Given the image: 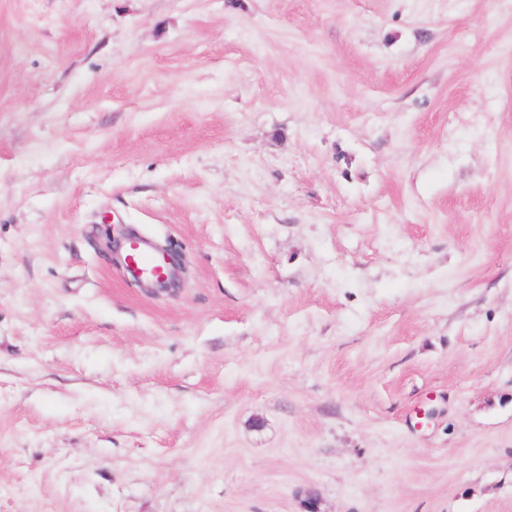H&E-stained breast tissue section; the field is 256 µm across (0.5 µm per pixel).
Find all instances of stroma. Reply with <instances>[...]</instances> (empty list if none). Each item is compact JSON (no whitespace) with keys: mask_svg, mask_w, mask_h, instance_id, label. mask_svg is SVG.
<instances>
[{"mask_svg":"<svg viewBox=\"0 0 512 512\" xmlns=\"http://www.w3.org/2000/svg\"><path fill=\"white\" fill-rule=\"evenodd\" d=\"M311 492L512 512V0H0V512ZM126 255L131 272L137 278L155 283L168 278L170 270L164 256L144 240L132 238L127 243Z\"/></svg>","mask_w":512,"mask_h":512,"instance_id":"1","label":"stroma"}]
</instances>
